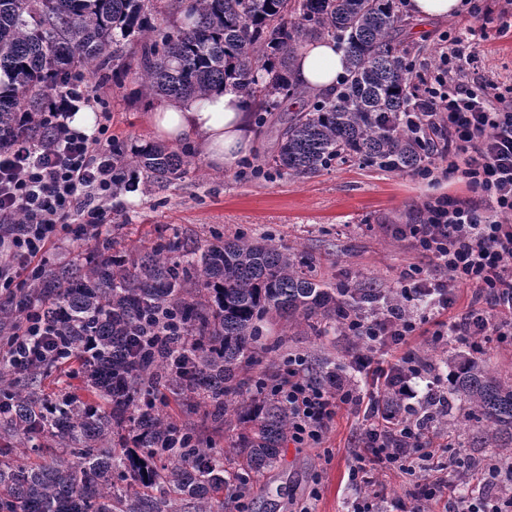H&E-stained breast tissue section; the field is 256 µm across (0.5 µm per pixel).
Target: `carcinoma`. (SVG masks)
I'll return each mask as SVG.
<instances>
[{"mask_svg":"<svg viewBox=\"0 0 512 512\" xmlns=\"http://www.w3.org/2000/svg\"><path fill=\"white\" fill-rule=\"evenodd\" d=\"M160 9L161 0H0V142L42 137L35 123L17 127L14 113L44 111L50 91L81 71L110 73L112 86L124 88L133 43L140 95L201 96L224 86L273 108L294 95L289 65L299 44L327 35L344 47L346 75L285 129L275 170L300 176L358 158L405 171L429 154L401 122V113L421 109L409 52L394 38L401 0H189L184 24L165 27L155 23ZM190 164L185 149L129 150L112 139L117 194L177 180ZM309 267L269 237L215 231L191 242L171 228L144 249L117 250L105 237L31 279L0 306V334L10 336L37 301L56 335L37 363L0 356V512H177L179 500L194 512H224L228 496L276 462L290 429L288 408L267 392L273 376L243 375L276 350L261 323L274 314L327 336L339 311L396 301L330 288ZM90 336L96 349L87 357ZM71 358L77 369L45 392L43 381ZM455 362L448 394L466 403V420L494 458H509L512 381L465 356ZM76 374L87 400L71 391ZM171 398L204 408L216 431L245 425L231 451L173 420L164 411ZM16 437L36 461L9 458Z\"/></svg>","mask_w":512,"mask_h":512,"instance_id":"cac0c4a2","label":"carcinoma"}]
</instances>
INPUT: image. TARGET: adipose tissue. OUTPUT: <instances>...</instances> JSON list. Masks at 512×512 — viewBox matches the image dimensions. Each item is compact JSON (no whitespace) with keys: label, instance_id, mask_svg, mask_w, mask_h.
Masks as SVG:
<instances>
[{"label":"adipose tissue","instance_id":"adipose-tissue-1","mask_svg":"<svg viewBox=\"0 0 512 512\" xmlns=\"http://www.w3.org/2000/svg\"><path fill=\"white\" fill-rule=\"evenodd\" d=\"M346 67L343 49L330 38L307 42L296 54L292 81L320 93L333 92ZM254 100L231 89L205 96L169 98L147 112L159 140L192 146L216 171L235 168L254 147Z\"/></svg>","mask_w":512,"mask_h":512}]
</instances>
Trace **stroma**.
Wrapping results in <instances>:
<instances>
[{"label": "stroma", "instance_id": "35a3bbf8", "mask_svg": "<svg viewBox=\"0 0 512 512\" xmlns=\"http://www.w3.org/2000/svg\"><path fill=\"white\" fill-rule=\"evenodd\" d=\"M471 12L431 22L406 16L396 35L413 62V84L430 78L440 48L449 34L475 24ZM474 87L496 84L512 86V31H489L476 56L461 75ZM88 84L112 114V132L127 146H141L154 139L145 119L157 98H129L135 75H128L123 90L96 77ZM312 92L284 100L280 108L263 115L254 126L255 151L236 168L211 170L201 157H193L183 178L147 193H124L108 204L106 221L122 247H144L162 229L177 227L189 239L203 238L217 230L231 236L240 232L252 237L272 236L276 244L288 246L312 263L317 280L336 288H374L382 292L397 287L409 266L417 265L433 277L446 272L428 255L414 250L410 239L396 234L404 224H418L429 205L453 197L474 200L465 182L449 177L447 164L437 156L424 161V171H387L357 159L333 162L317 173L294 177L276 172L269 159L277 148L290 118L301 111ZM263 334L279 347L274 362L288 356L302 357L306 365L320 360L350 364L355 353L353 337L336 334L321 338L301 326H288L273 317L263 323ZM411 352L429 375L447 376L446 361L466 354L456 337L434 340L431 334L414 336ZM363 410L341 411L320 446L286 442L276 463L255 477L251 493L240 502L226 505V512H350L358 491L348 479L354 455L361 448ZM443 452L431 464L448 473L467 471L465 492L482 495L485 484L471 469L478 451L462 409H453L430 428Z\"/></svg>", "mask_w": 512, "mask_h": 512}]
</instances>
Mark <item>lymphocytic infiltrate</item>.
<instances>
[{
	"mask_svg": "<svg viewBox=\"0 0 512 512\" xmlns=\"http://www.w3.org/2000/svg\"><path fill=\"white\" fill-rule=\"evenodd\" d=\"M470 54V44L452 40L426 89L425 111L407 115L408 125L440 139L449 173H461L481 195L477 204L446 198L428 208L423 223L398 230L434 255L448 278L409 274L398 290L401 303L371 317L348 313L343 323L345 331L365 343L353 356L355 372L371 369L377 347L401 350L382 376L389 394L403 402L418 397L434 406L445 401L438 381L427 382L422 393L416 388L421 372L407 347L424 320L413 314L410 302L426 301L445 317L435 338L457 337L473 353H482L492 336L512 342V97L458 79L461 61ZM57 96L58 105L37 117L26 112L15 116L20 128L38 122L44 137H19L0 146V291L8 294L23 287L29 273L58 258L73 217H80L82 232L98 236L107 213L102 202L112 196L111 113H100L89 134L73 127L71 119L77 104L92 106L98 97L79 80L64 85ZM462 285L474 288L485 307L453 314ZM301 366L300 359H289L287 374L274 389L292 416L295 443L320 442L344 406L365 402L379 417L365 427L362 449L349 470L359 489L353 512H376L368 493L374 471L396 469L413 483L408 500L395 501L397 512H425V503L435 502L452 486L448 475L417 473L415 461L423 457L426 442L422 427L401 423L392 409L381 407L379 398L361 395L350 378L336 375L315 383L302 376ZM485 483L484 495L455 497L446 512H512V472L492 464Z\"/></svg>",
	"mask_w": 512,
	"mask_h": 512,
	"instance_id": "lymphocytic-infiltrate-1",
	"label": "lymphocytic infiltrate"
}]
</instances>
